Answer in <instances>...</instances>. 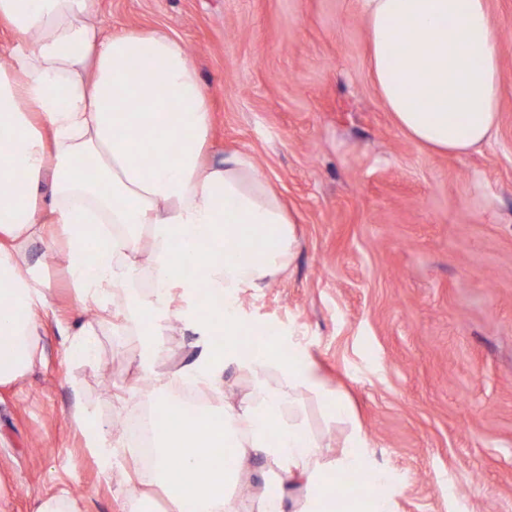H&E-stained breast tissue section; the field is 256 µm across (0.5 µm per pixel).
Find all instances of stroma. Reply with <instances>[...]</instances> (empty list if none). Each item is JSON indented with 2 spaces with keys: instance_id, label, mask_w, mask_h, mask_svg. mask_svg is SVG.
<instances>
[{
  "instance_id": "35a3bbf8",
  "label": "stroma",
  "mask_w": 512,
  "mask_h": 512,
  "mask_svg": "<svg viewBox=\"0 0 512 512\" xmlns=\"http://www.w3.org/2000/svg\"><path fill=\"white\" fill-rule=\"evenodd\" d=\"M500 29V122L488 145L444 155L409 140L369 72L360 0H96L108 33L182 42L212 100L208 154L248 155L297 220L293 264L238 294L246 327L292 338L328 394L300 410L333 461L351 427L343 395L398 489L394 512H512V0H488ZM49 318L40 359L0 385V512L67 494L81 512H177L158 487L128 483L134 447L104 475L70 417L75 400L113 439L156 392L145 377L216 351L179 324L145 358L139 336L81 303L63 245L32 244ZM94 323L81 357L60 328Z\"/></svg>"
}]
</instances>
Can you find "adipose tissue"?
Returning <instances> with one entry per match:
<instances>
[{"instance_id":"1","label":"adipose tissue","mask_w":512,"mask_h":512,"mask_svg":"<svg viewBox=\"0 0 512 512\" xmlns=\"http://www.w3.org/2000/svg\"><path fill=\"white\" fill-rule=\"evenodd\" d=\"M370 69L380 99L415 143L464 154L488 142L499 124L503 80L499 29L487 0H361ZM95 0H0V26L16 37L0 71V385L37 360L48 316L41 276L25 257L34 241L62 235L67 272L81 302L110 312L113 289L147 276L143 302L153 309L148 335L160 344L170 320L193 323L222 345L199 364L175 371L219 393L224 364L253 377L275 374L223 414L199 409L153 438L149 485L179 512H239L235 490L256 459L274 474L306 478L299 512H324L342 473L371 464L369 441L354 427L348 451L332 462L297 409L300 392L325 393L322 376L296 345L272 341L255 354L236 297L262 288L289 268L295 217L250 157L231 152L211 163L209 93L184 46L159 32L107 34ZM153 167L137 159L141 150ZM153 249L140 255L141 239ZM192 254L205 280L181 274ZM223 297L204 306L201 290ZM73 421L104 473L118 453L90 422L83 403ZM225 448L205 477L195 461ZM183 471L172 476L171 461Z\"/></svg>"}]
</instances>
